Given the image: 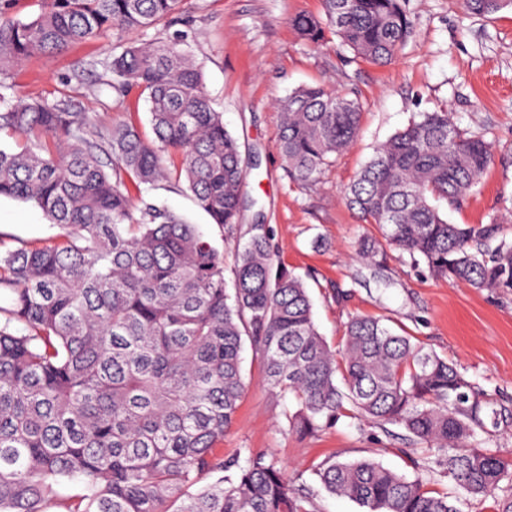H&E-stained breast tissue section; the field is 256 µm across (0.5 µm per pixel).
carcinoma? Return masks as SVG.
I'll list each match as a JSON object with an SVG mask.
<instances>
[{
  "label": "carcinoma",
  "instance_id": "1",
  "mask_svg": "<svg viewBox=\"0 0 512 512\" xmlns=\"http://www.w3.org/2000/svg\"><path fill=\"white\" fill-rule=\"evenodd\" d=\"M0 0V198L30 202L61 228L52 243L12 248L0 238V512H49L53 486L79 480L66 512H311L275 459L220 448L245 392L244 345L265 380L295 399L288 430L310 436L348 403L359 419L405 429L427 453L413 480L374 459L315 470L322 488L364 512H461L426 480L445 474L473 501L512 512V458L486 448L490 403L456 364L372 316L346 324L342 359L317 331L301 277L276 262L267 224L233 241V288L224 252L196 224L139 206L129 185L174 178L211 223L239 229L247 165L175 37L185 0ZM323 16L294 24L312 43L331 32L357 58L392 64L413 32L408 0H322ZM486 16L512 0H463ZM112 34V90L147 94L153 137L133 123L93 124L64 103L29 101L7 81L32 56L54 57ZM277 148L288 177L317 181L355 140L362 104L324 85L276 102ZM112 157L104 166L99 155ZM493 147L442 110L419 112L379 144L345 187L348 208L380 237L357 257L392 248L450 284L512 294V211L487 224H452L489 167ZM342 371L345 387L336 385ZM222 476L194 493L206 474Z\"/></svg>",
  "mask_w": 512,
  "mask_h": 512
}]
</instances>
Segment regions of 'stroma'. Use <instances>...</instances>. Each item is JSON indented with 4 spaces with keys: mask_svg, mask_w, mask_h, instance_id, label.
Here are the masks:
<instances>
[{
    "mask_svg": "<svg viewBox=\"0 0 512 512\" xmlns=\"http://www.w3.org/2000/svg\"><path fill=\"white\" fill-rule=\"evenodd\" d=\"M408 8L413 36L385 67L354 61L337 43L318 46L298 35L295 16L320 15L321 0H187L191 25H174L168 33L201 63L215 108L242 144L249 164L242 225H270L277 260L306 282L328 346L341 350L346 322L362 314L452 360L493 401L484 438L512 457V295L449 284L394 250L368 260L356 256L359 238L379 230L346 206L344 188L374 148L417 112L447 110L460 129L493 146L492 164L463 205L445 208L449 222L485 224L512 207V11L475 16L459 0H409ZM111 59V39L100 38L53 58H30L11 77L24 97L65 103L97 124L147 126L139 89L121 99L93 91ZM318 83L362 101L361 128L318 182L300 186L289 179L277 150L275 103L295 87ZM141 196L223 246L222 229L210 224L183 184L145 185ZM59 233L32 203L0 200V236L10 246L48 242ZM242 368L245 395L222 454L229 460L249 448L268 452L294 486L311 495L313 512H362L321 487L313 470L329 460L371 457L411 479L421 472L422 456L397 426L360 425L345 413L315 435L289 433L286 415L295 403L267 385L251 350H244Z\"/></svg>",
    "mask_w": 512,
    "mask_h": 512,
    "instance_id": "obj_1",
    "label": "stroma"
}]
</instances>
